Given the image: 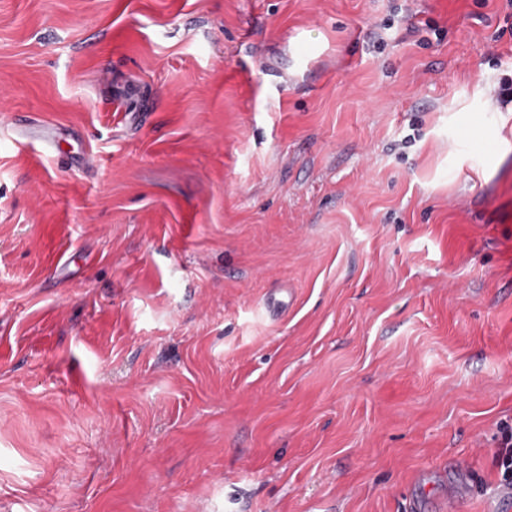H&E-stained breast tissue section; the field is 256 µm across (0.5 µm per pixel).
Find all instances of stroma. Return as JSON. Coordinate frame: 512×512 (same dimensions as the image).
<instances>
[{
	"instance_id": "35a3bbf8",
	"label": "stroma",
	"mask_w": 512,
	"mask_h": 512,
	"mask_svg": "<svg viewBox=\"0 0 512 512\" xmlns=\"http://www.w3.org/2000/svg\"><path fill=\"white\" fill-rule=\"evenodd\" d=\"M505 13L0 0V512H512ZM16 121L18 122V124L28 126L29 133L25 136V139L28 140L26 142L27 144L33 145L37 143L42 147L44 151H47L49 153L55 152L58 141L49 135L50 132L53 131V129H50L45 125H38L36 127L27 119H23L21 117H17Z\"/></svg>"
}]
</instances>
